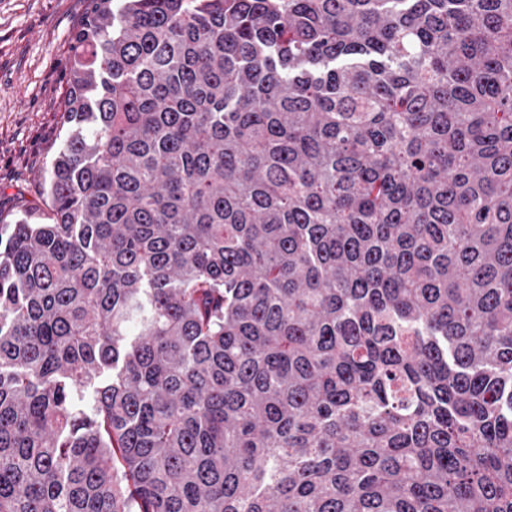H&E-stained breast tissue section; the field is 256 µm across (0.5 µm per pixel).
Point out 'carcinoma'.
<instances>
[{"label": "carcinoma", "instance_id": "carcinoma-1", "mask_svg": "<svg viewBox=\"0 0 512 512\" xmlns=\"http://www.w3.org/2000/svg\"><path fill=\"white\" fill-rule=\"evenodd\" d=\"M0 225V512H512V0H96Z\"/></svg>", "mask_w": 512, "mask_h": 512}]
</instances>
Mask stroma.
<instances>
[{"mask_svg":"<svg viewBox=\"0 0 512 512\" xmlns=\"http://www.w3.org/2000/svg\"><path fill=\"white\" fill-rule=\"evenodd\" d=\"M91 0H0V222L42 205L68 133L72 37Z\"/></svg>","mask_w":512,"mask_h":512,"instance_id":"obj_1","label":"stroma"}]
</instances>
